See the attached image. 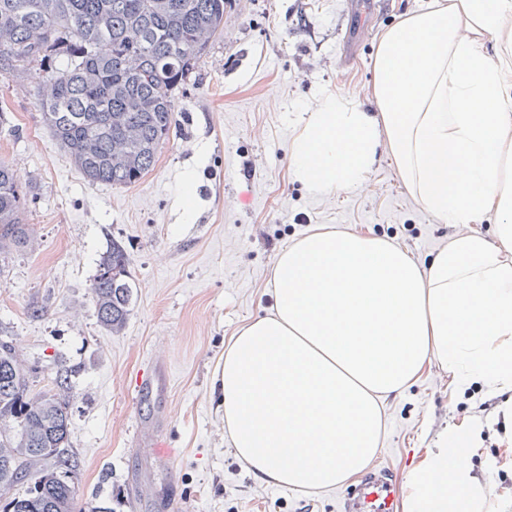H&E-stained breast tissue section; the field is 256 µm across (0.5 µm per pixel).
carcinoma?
<instances>
[{"label":"carcinoma","mask_w":512,"mask_h":512,"mask_svg":"<svg viewBox=\"0 0 512 512\" xmlns=\"http://www.w3.org/2000/svg\"><path fill=\"white\" fill-rule=\"evenodd\" d=\"M226 0H0V75L43 73L45 124L93 184L127 187L153 166L175 125V92L224 30ZM120 116L124 129L112 126ZM27 191L0 161V251L34 242ZM99 325L119 333L133 280L112 240L91 285ZM72 367L32 393L38 367L0 336V512H112L84 497L70 437Z\"/></svg>","instance_id":"1"}]
</instances>
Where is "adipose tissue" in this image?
Segmentation results:
<instances>
[{"label": "adipose tissue", "instance_id": "obj_1", "mask_svg": "<svg viewBox=\"0 0 512 512\" xmlns=\"http://www.w3.org/2000/svg\"><path fill=\"white\" fill-rule=\"evenodd\" d=\"M512 0H437L385 31L378 116L331 94L301 118L296 178L362 182L387 139L405 186L460 233L428 268L388 239L320 225L273 263L271 312L236 330L215 376L236 455L268 485L343 486L380 448L382 402L436 365L479 382L512 418ZM505 53L490 59L483 34ZM493 215L492 235L471 228ZM479 432L463 422L409 474L404 512H512L477 486Z\"/></svg>", "mask_w": 512, "mask_h": 512}]
</instances>
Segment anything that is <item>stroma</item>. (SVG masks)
<instances>
[{
  "instance_id": "stroma-1",
  "label": "stroma",
  "mask_w": 512,
  "mask_h": 512,
  "mask_svg": "<svg viewBox=\"0 0 512 512\" xmlns=\"http://www.w3.org/2000/svg\"><path fill=\"white\" fill-rule=\"evenodd\" d=\"M346 2L229 0L222 35L175 95L169 140L128 187L89 183L73 165L43 122L38 70L20 81L0 77V161L28 192L36 237L32 248L0 253V327L28 360L50 367L60 357L78 368L70 439L80 487L103 489L113 512L341 508V488L256 480L233 451L213 382L230 336L273 305L276 254L309 229L388 238L423 268L457 232L407 190L387 143L358 185L315 194L294 174L291 145L306 106L332 94L378 112L379 38L433 0H390L374 17L350 15ZM116 239L136 290L125 329L111 334L97 322L91 284ZM499 403L474 387L450 392L447 374L428 367L384 401L372 464L405 485L444 431L478 417L483 452L473 471L494 495L512 498V470L497 462L512 422L498 419Z\"/></svg>"
}]
</instances>
